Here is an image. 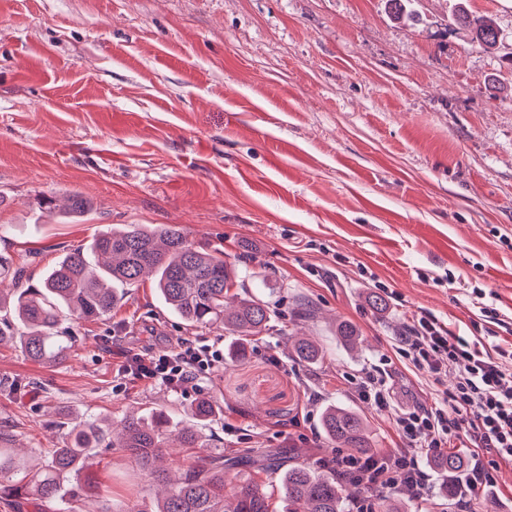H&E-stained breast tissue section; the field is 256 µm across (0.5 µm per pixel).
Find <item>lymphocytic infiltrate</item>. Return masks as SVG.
I'll list each match as a JSON object with an SVG mask.
<instances>
[{
    "label": "lymphocytic infiltrate",
    "mask_w": 512,
    "mask_h": 512,
    "mask_svg": "<svg viewBox=\"0 0 512 512\" xmlns=\"http://www.w3.org/2000/svg\"><path fill=\"white\" fill-rule=\"evenodd\" d=\"M393 347L412 367L433 379L453 375L448 398L456 410L449 418L440 406L422 403L392 411L389 359L355 376L357 398L379 412H392L393 425L405 446L394 454L361 457L336 448L319 457L321 466L365 491L350 512H375L378 497L411 487L426 493L431 477L426 453L471 446L488 450V463L475 464L459 486L462 498L476 500L478 489L495 483L499 464H512V343L486 347L454 335L435 316L414 317ZM224 367V349L205 339H179L173 349L155 354H128L116 368L119 380L160 386L186 396L202 379Z\"/></svg>",
    "instance_id": "1"
}]
</instances>
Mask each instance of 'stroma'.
Segmentation results:
<instances>
[{
    "label": "stroma",
    "instance_id": "obj_1",
    "mask_svg": "<svg viewBox=\"0 0 512 512\" xmlns=\"http://www.w3.org/2000/svg\"><path fill=\"white\" fill-rule=\"evenodd\" d=\"M412 8L400 23L385 0H0V253L35 283L108 226L175 224L272 296L268 333L202 382L225 457L313 464L330 403L363 416L378 452L401 448L346 376L392 355L416 314L512 342V0H470L504 35L493 52L449 26L445 0ZM76 193L81 217L60 210ZM378 281L395 292L379 309ZM341 321L358 349L337 342ZM63 328L59 365L0 347V428L37 467L75 416L185 419L196 398L115 392L121 353L225 339L186 326L149 279L107 319ZM292 334L324 359L297 360ZM394 368L395 407L450 388ZM72 484L97 485L103 506L156 495L104 447Z\"/></svg>",
    "mask_w": 512,
    "mask_h": 512
}]
</instances>
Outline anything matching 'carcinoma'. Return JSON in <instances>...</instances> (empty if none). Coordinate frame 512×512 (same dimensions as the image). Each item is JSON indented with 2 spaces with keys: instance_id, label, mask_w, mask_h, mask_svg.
<instances>
[{
  "instance_id": "1",
  "label": "carcinoma",
  "mask_w": 512,
  "mask_h": 512,
  "mask_svg": "<svg viewBox=\"0 0 512 512\" xmlns=\"http://www.w3.org/2000/svg\"><path fill=\"white\" fill-rule=\"evenodd\" d=\"M468 0H451L450 25L467 30L480 47L494 51L502 33L494 21L474 14ZM101 258L93 266L89 254ZM145 275L186 325L220 329L228 335V358H246L251 341L269 330L274 310L270 300L253 294L245 285L227 301L236 272L217 250L197 248L174 224H125L98 234L90 249L69 250L36 284L25 267L0 254V281L13 288L0 289V344L8 341L33 361L60 364L71 344L59 334L66 320H102L123 300L124 290ZM336 339L354 348L360 344L356 329L347 322L336 325ZM296 359L314 363L323 350L309 338L294 342ZM219 413L208 400L198 402L189 423H174L162 412L151 416L129 414L119 426L107 419L75 417L66 422L67 437L49 453L47 464L28 468L14 448H0V498L14 501H54L59 512H82L69 478L85 468L93 449L104 444L131 458L141 474L164 487L151 509L135 512H346L350 495L344 482L327 469L297 464L288 468L278 486L246 477L226 479L224 449L212 446L205 426ZM322 430L337 448L371 455L374 448L361 416L330 404L322 414ZM180 448H199L173 479L157 461L168 455L170 441ZM378 512H411L410 504L395 496L381 497Z\"/></svg>"
}]
</instances>
